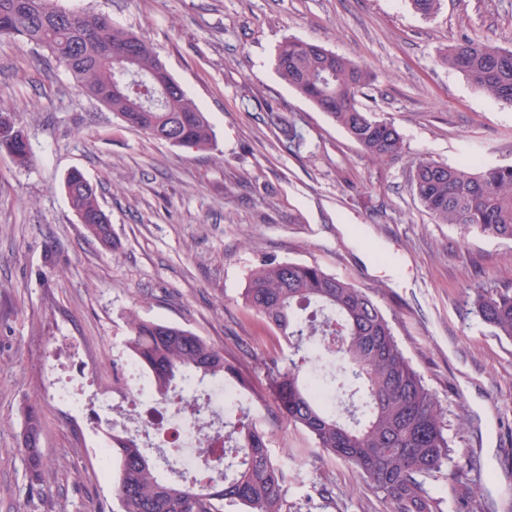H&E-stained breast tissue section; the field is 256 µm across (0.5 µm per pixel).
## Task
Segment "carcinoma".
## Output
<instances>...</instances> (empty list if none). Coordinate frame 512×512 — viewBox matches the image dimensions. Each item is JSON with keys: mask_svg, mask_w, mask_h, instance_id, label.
<instances>
[{"mask_svg": "<svg viewBox=\"0 0 512 512\" xmlns=\"http://www.w3.org/2000/svg\"><path fill=\"white\" fill-rule=\"evenodd\" d=\"M0 36L21 37L47 49L95 100L119 89L101 104L118 119H131L127 129L153 139L166 131L178 146H212L210 122L184 90L160 93L155 73L162 62L153 47L135 32L115 27L108 16L66 12L54 0H0ZM442 62L462 73L479 94L512 106V49L462 38ZM275 68L364 153L374 158L402 153L397 128L359 106L358 97L371 81L364 64L290 37L276 53ZM0 151L17 157L20 167L32 163L27 135L7 112H0ZM410 188L436 222L512 241V165L487 166L476 156L454 166L423 158L412 168ZM65 192L88 236L113 248L111 220L97 188L74 170L66 177ZM242 298L289 351L288 367L270 369L266 387L255 396L272 398L288 424L307 432L315 447L356 468L389 512H442L427 483L451 460L445 416L370 295L315 264L262 258ZM471 305L494 335L512 340V287H478ZM127 325V355L148 378L156 401L177 406L179 387L192 378L231 379L248 388L247 372L205 338L135 314ZM317 340L321 354L335 357L338 364L333 382L339 413L318 393L327 384L305 376L314 362L309 345ZM112 372V391L129 398L121 363L112 361ZM223 442L224 454L204 465L217 476L206 483L186 474L167 481L139 435L112 432L108 455L119 471L114 495L120 512H226L228 507L288 512V470L272 456L265 431L240 419L224 430ZM42 443L41 412L30 405L21 451L32 487L41 485L49 466ZM475 465L467 456L450 474L456 497L480 496V487L466 482Z\"/></svg>", "mask_w": 512, "mask_h": 512, "instance_id": "carcinoma-1", "label": "carcinoma"}]
</instances>
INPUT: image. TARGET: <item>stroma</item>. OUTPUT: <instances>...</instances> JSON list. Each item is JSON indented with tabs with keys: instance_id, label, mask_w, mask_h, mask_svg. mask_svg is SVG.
Listing matches in <instances>:
<instances>
[{
	"instance_id": "obj_1",
	"label": "stroma",
	"mask_w": 512,
	"mask_h": 512,
	"mask_svg": "<svg viewBox=\"0 0 512 512\" xmlns=\"http://www.w3.org/2000/svg\"><path fill=\"white\" fill-rule=\"evenodd\" d=\"M109 16L149 41L206 112L210 149L126 129L65 67L22 38L0 37V110L14 112L33 161L0 153V512H120L112 363L126 319L181 326L224 349L256 388L287 366L280 337L242 292L259 259L315 264L365 289L435 393L456 449L483 464L476 481L512 512V340L472 313L473 288L512 286V241L436 223L414 198V163L477 153L512 164V107L474 91L441 61L461 37L512 45V0H441L426 18L408 0H56ZM296 37L353 57L373 74L361 107L404 141L375 159L274 67ZM292 121L304 142L288 151ZM96 186L116 241L87 237L63 188L71 170ZM78 401H56L54 386ZM37 404L52 461L29 489L19 451ZM261 426L292 479L296 512H380L348 463L324 455L274 404ZM332 482L330 500L316 487Z\"/></svg>"
}]
</instances>
